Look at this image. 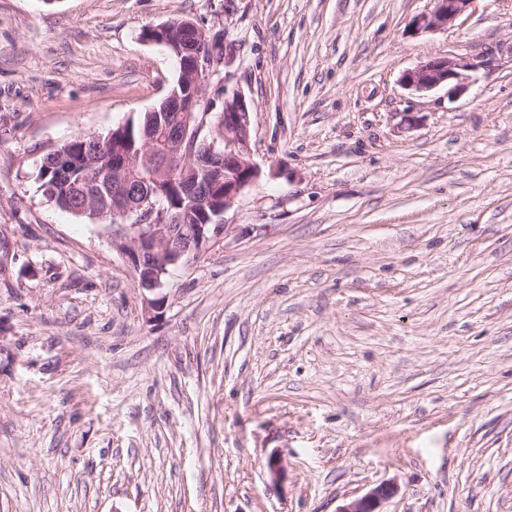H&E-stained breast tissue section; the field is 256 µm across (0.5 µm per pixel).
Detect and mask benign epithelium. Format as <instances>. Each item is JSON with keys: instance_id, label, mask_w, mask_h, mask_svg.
Here are the masks:
<instances>
[{"instance_id": "1", "label": "benign epithelium", "mask_w": 512, "mask_h": 512, "mask_svg": "<svg viewBox=\"0 0 512 512\" xmlns=\"http://www.w3.org/2000/svg\"><path fill=\"white\" fill-rule=\"evenodd\" d=\"M479 0H435L434 8L416 16L410 24L412 34L434 32L476 9ZM181 33L173 36L169 24L149 26L143 40L164 46L182 60L178 85L168 94L175 112L197 113L194 128L182 126L168 143L169 161L158 166L152 154L112 157V180L118 189L112 193L110 214L113 218L112 248L122 255L138 278L143 291L145 313L156 316L167 301L165 277L170 269L199 259L224 240L227 224H190L194 209H207L213 202L215 184H224V210H230L245 191L261 176L251 157V103L239 90L225 94L224 113L214 127L220 128L222 140L210 141L202 135L210 115L209 102L203 91L217 70V59L210 48L206 32L191 20L180 25ZM484 61L466 60L448 55L431 57L399 77L400 86L425 94L439 87L448 88V97L459 99L477 82ZM194 166L199 181L185 190L189 205L179 214L158 206L161 185L173 184L181 168ZM151 170L149 178L131 185L127 172L133 167ZM395 493L394 485L382 483L361 497L339 507L337 512H381V504Z\"/></svg>"}]
</instances>
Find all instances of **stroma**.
Wrapping results in <instances>:
<instances>
[{
  "label": "stroma",
  "mask_w": 512,
  "mask_h": 512,
  "mask_svg": "<svg viewBox=\"0 0 512 512\" xmlns=\"http://www.w3.org/2000/svg\"><path fill=\"white\" fill-rule=\"evenodd\" d=\"M0 0V512H512V0ZM193 20L259 180L150 319L63 142L157 107ZM484 56L468 96L400 74ZM417 122L407 125L405 114ZM284 468L273 482L269 458ZM477 2L479 0H435L434 8L416 16L411 21L409 30L418 35L448 27L465 14L475 11ZM395 493L394 485L382 483L361 497L346 502L337 512H383L381 504Z\"/></svg>",
  "instance_id": "obj_1"
}]
</instances>
